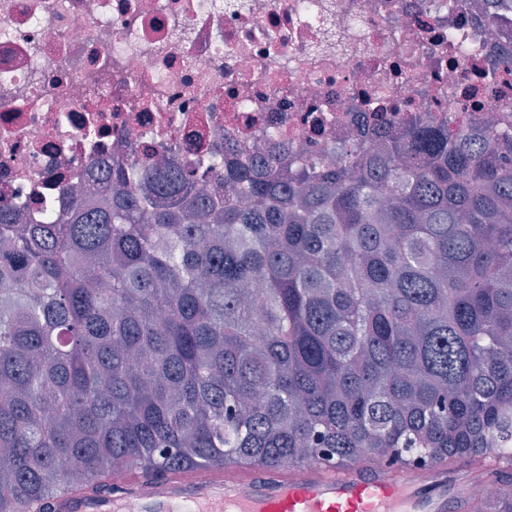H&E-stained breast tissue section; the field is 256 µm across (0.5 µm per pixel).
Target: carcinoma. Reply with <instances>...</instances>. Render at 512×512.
<instances>
[{"label":"carcinoma","instance_id":"cac0c4a2","mask_svg":"<svg viewBox=\"0 0 512 512\" xmlns=\"http://www.w3.org/2000/svg\"><path fill=\"white\" fill-rule=\"evenodd\" d=\"M30 279L34 288L16 284ZM512 163L448 119L362 152L107 171L0 204V512L114 469L466 461L512 512Z\"/></svg>","mask_w":512,"mask_h":512}]
</instances>
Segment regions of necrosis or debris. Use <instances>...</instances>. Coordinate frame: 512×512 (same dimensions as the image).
<instances>
[{"instance_id": "necrosis-or-debris-1", "label": "necrosis or debris", "mask_w": 512, "mask_h": 512, "mask_svg": "<svg viewBox=\"0 0 512 512\" xmlns=\"http://www.w3.org/2000/svg\"><path fill=\"white\" fill-rule=\"evenodd\" d=\"M512 0H0V201L232 145L308 163L446 110L512 158Z\"/></svg>"}]
</instances>
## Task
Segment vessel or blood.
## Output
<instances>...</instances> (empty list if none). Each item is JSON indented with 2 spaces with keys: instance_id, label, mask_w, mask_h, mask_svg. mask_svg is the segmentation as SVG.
<instances>
[{
  "instance_id": "1",
  "label": "vessel or blood",
  "mask_w": 512,
  "mask_h": 512,
  "mask_svg": "<svg viewBox=\"0 0 512 512\" xmlns=\"http://www.w3.org/2000/svg\"><path fill=\"white\" fill-rule=\"evenodd\" d=\"M134 496L141 512H447L454 493L444 468L430 466L408 478L401 466L353 470L311 463L264 468L243 461L232 467L183 470L153 476L122 468L111 490H66L49 512H124Z\"/></svg>"
}]
</instances>
